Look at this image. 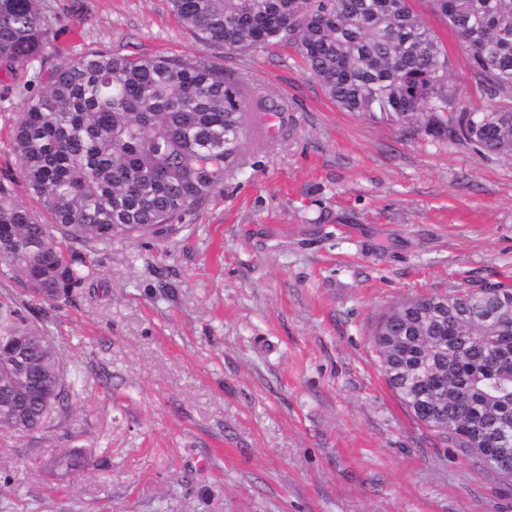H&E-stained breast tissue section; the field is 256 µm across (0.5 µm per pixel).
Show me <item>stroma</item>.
<instances>
[{
  "mask_svg": "<svg viewBox=\"0 0 512 512\" xmlns=\"http://www.w3.org/2000/svg\"><path fill=\"white\" fill-rule=\"evenodd\" d=\"M448 58L455 108L487 111L471 56L410 0ZM51 45L0 75V179L51 223L11 134L49 72L102 51L245 75L289 123L160 237L93 247L71 303H26L78 382L27 434L0 430V512H512V483L415 420L375 346L416 295L512 285V160L340 110L301 57L208 46L169 0H41ZM81 451L74 476L42 465Z\"/></svg>",
  "mask_w": 512,
  "mask_h": 512,
  "instance_id": "stroma-1",
  "label": "stroma"
}]
</instances>
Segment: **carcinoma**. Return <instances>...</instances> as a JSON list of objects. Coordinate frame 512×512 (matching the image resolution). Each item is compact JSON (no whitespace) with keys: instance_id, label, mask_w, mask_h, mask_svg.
Segmentation results:
<instances>
[{"instance_id":"cac0c4a2","label":"carcinoma","mask_w":512,"mask_h":512,"mask_svg":"<svg viewBox=\"0 0 512 512\" xmlns=\"http://www.w3.org/2000/svg\"><path fill=\"white\" fill-rule=\"evenodd\" d=\"M201 42L254 52L287 42L346 112L512 159V0H433L469 48L474 74L506 101L489 111L451 107L448 58L409 0H169ZM49 44L37 0H0V71L22 69ZM283 109L246 97L245 81L203 62L92 52L51 72L20 113L13 148L21 177L51 213L41 224L0 181V270L57 305L94 274L91 247L154 237L224 184L247 136V113ZM512 323V288L413 298L378 323L375 343L390 386L425 426L448 417L446 440L490 467L459 424L512 421V364L493 366L494 311ZM28 341L30 372L0 356V424L18 433L52 419L70 394L61 354L19 297L0 300V332ZM49 462L78 473L77 453Z\"/></svg>"}]
</instances>
